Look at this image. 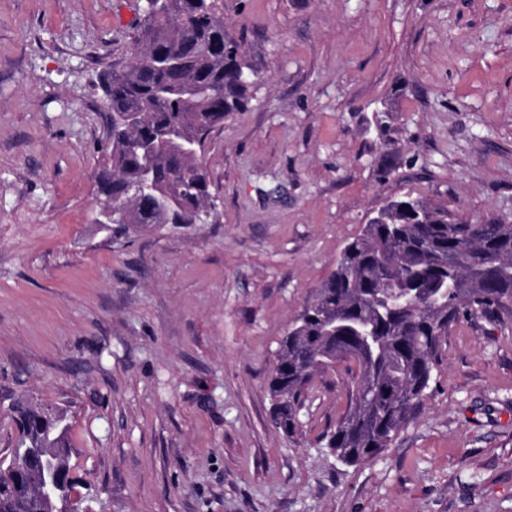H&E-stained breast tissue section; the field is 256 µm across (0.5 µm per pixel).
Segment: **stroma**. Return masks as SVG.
Here are the masks:
<instances>
[{
    "instance_id": "obj_1",
    "label": "stroma",
    "mask_w": 512,
    "mask_h": 512,
    "mask_svg": "<svg viewBox=\"0 0 512 512\" xmlns=\"http://www.w3.org/2000/svg\"><path fill=\"white\" fill-rule=\"evenodd\" d=\"M141 0H0V395L68 413L93 512H512V310L459 319L379 456L336 464L345 364L295 435L279 342L388 200L512 221V0H224L257 77L205 147L212 217L93 224Z\"/></svg>"
}]
</instances>
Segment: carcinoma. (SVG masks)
Wrapping results in <instances>:
<instances>
[{"label":"carcinoma","instance_id":"cac0c4a2","mask_svg":"<svg viewBox=\"0 0 512 512\" xmlns=\"http://www.w3.org/2000/svg\"><path fill=\"white\" fill-rule=\"evenodd\" d=\"M134 51L98 78L112 139L98 161L95 224L115 237L160 224H204L211 203L206 134L248 108L256 82L224 27L223 0H146ZM150 172L153 192L137 195ZM512 308V224L448 221L419 199H394L345 248L282 338L268 379L276 423L296 430L318 374L348 364L353 398L326 434L336 461L378 456L431 391L441 338L465 315ZM14 435L0 457V512H92L72 500L67 411L10 398ZM52 458L63 483L22 469Z\"/></svg>","mask_w":512,"mask_h":512}]
</instances>
